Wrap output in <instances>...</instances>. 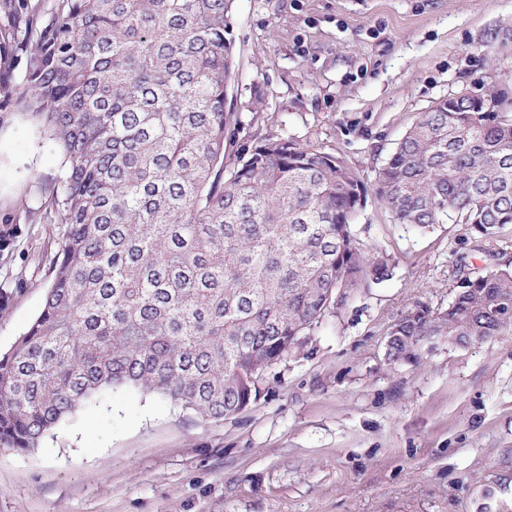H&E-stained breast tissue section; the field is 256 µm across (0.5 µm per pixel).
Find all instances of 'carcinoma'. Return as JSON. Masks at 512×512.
<instances>
[{
    "instance_id": "cac0c4a2",
    "label": "carcinoma",
    "mask_w": 512,
    "mask_h": 512,
    "mask_svg": "<svg viewBox=\"0 0 512 512\" xmlns=\"http://www.w3.org/2000/svg\"><path fill=\"white\" fill-rule=\"evenodd\" d=\"M233 0H0V112L42 125L66 173L67 229L42 255L44 306L0 353V447L31 452L87 401L132 386L203 420L261 393L322 319L390 274L353 220L367 186L291 137L253 143L224 178ZM25 65L22 81L14 75ZM396 224L512 240V113L423 112L378 169ZM448 308L416 306L386 358L512 332V265L455 264Z\"/></svg>"
}]
</instances>
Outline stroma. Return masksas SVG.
I'll return each mask as SVG.
<instances>
[{"label":"stroma","mask_w":512,"mask_h":512,"mask_svg":"<svg viewBox=\"0 0 512 512\" xmlns=\"http://www.w3.org/2000/svg\"><path fill=\"white\" fill-rule=\"evenodd\" d=\"M225 155L286 135L341 158L369 194L356 218L390 276L351 295L258 399L205 421L132 387L86 404L38 448H0V512H512V334L385 357L414 305L447 308L456 258L497 265L461 224L393 223L376 173L442 99L512 92V0H234ZM59 146L31 119L0 125V352L41 312L61 236Z\"/></svg>","instance_id":"1"}]
</instances>
